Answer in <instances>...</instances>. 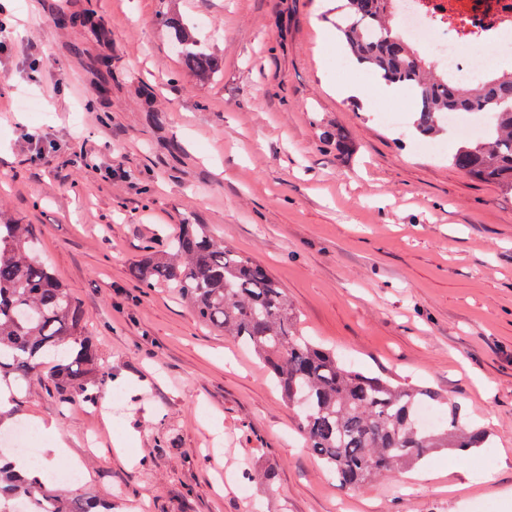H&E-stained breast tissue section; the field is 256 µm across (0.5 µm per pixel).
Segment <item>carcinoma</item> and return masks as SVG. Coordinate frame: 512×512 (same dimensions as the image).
Returning a JSON list of instances; mask_svg holds the SVG:
<instances>
[{"label": "carcinoma", "mask_w": 512, "mask_h": 512, "mask_svg": "<svg viewBox=\"0 0 512 512\" xmlns=\"http://www.w3.org/2000/svg\"><path fill=\"white\" fill-rule=\"evenodd\" d=\"M395 2L341 0L338 17L347 23L337 31L351 61L388 86L412 90L413 128L422 137L438 136L450 111L487 115L486 135L461 141L449 161L512 195V71L468 86L448 81L392 28ZM169 29L183 68L200 82L211 80L213 60L193 48V29L179 21ZM129 275L147 288L171 290L206 326L252 348L282 398L299 408L305 446L343 488L394 478L442 448L487 442L485 431L466 429L454 415L445 427L422 428L418 407L442 401L438 393L368 376L298 333L284 289L263 265L225 244L211 224L181 225L166 254L144 256ZM85 323L79 302L35 252L31 226L0 221V382L19 390L36 382L64 402L93 401L89 388L108 371L84 334ZM13 463L0 455V512L18 500L30 503V512H112L110 500L61 493Z\"/></svg>", "instance_id": "cac0c4a2"}]
</instances>
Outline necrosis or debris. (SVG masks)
Masks as SVG:
<instances>
[{
    "label": "necrosis or debris",
    "mask_w": 512,
    "mask_h": 512,
    "mask_svg": "<svg viewBox=\"0 0 512 512\" xmlns=\"http://www.w3.org/2000/svg\"><path fill=\"white\" fill-rule=\"evenodd\" d=\"M397 23L455 83L512 58V0H397Z\"/></svg>",
    "instance_id": "1"
}]
</instances>
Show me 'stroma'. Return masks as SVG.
<instances>
[{
    "instance_id": "1",
    "label": "stroma",
    "mask_w": 512,
    "mask_h": 512,
    "mask_svg": "<svg viewBox=\"0 0 512 512\" xmlns=\"http://www.w3.org/2000/svg\"><path fill=\"white\" fill-rule=\"evenodd\" d=\"M67 5L78 22L57 21ZM0 50V208L87 318L93 404L41 387L0 418L54 423L72 495L112 512H512V197L340 95L336 0H12ZM218 63L187 73L166 23ZM42 51L33 62L32 46ZM107 83L98 97L94 89ZM51 133L31 162L27 128ZM347 130L338 155L323 131ZM121 165L126 179L105 171ZM183 224H212L284 288L298 326L369 376L426 387L485 430L470 476L444 449L338 486L259 360L164 288L130 280Z\"/></svg>"
}]
</instances>
